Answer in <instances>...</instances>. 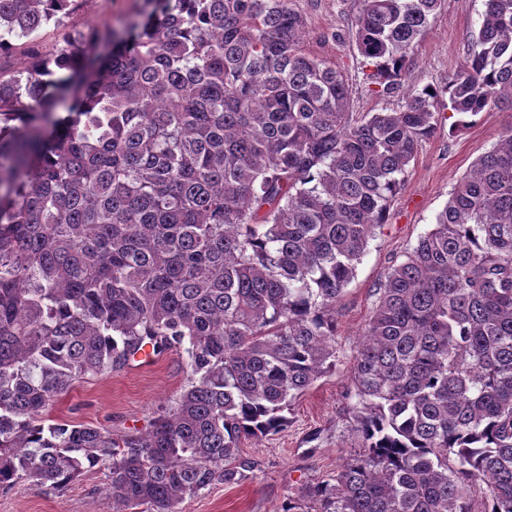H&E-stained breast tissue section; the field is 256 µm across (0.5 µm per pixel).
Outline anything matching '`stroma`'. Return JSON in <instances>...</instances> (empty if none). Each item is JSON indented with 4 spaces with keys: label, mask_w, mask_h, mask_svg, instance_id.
<instances>
[{
    "label": "stroma",
    "mask_w": 512,
    "mask_h": 512,
    "mask_svg": "<svg viewBox=\"0 0 512 512\" xmlns=\"http://www.w3.org/2000/svg\"><path fill=\"white\" fill-rule=\"evenodd\" d=\"M292 4L307 19L306 49L348 77L356 112L395 108L409 86H447L478 34L483 9L482 0H445L416 44L403 88L376 96L368 90L367 76L373 68L364 64L349 36L354 0H292ZM143 7V0H72L65 24L82 31L118 29L137 18ZM450 125V120H443L422 142L404 190L391 206L384 227L369 241L339 303L335 368L296 401L284 430L258 441H243V456L259 463L253 477L233 486L216 484L186 497L180 512H283L289 498L306 485L331 479L357 448L344 410L352 356L377 299L376 290L390 268L404 260L434 223L457 180L512 125V111L479 113L456 131ZM186 359V353L172 351L152 365L135 361L77 383L46 420L88 423L115 435L146 431L157 413L187 385ZM104 481L103 471L97 469L84 472L61 492L40 490L23 481L0 491V512H113Z\"/></svg>",
    "instance_id": "obj_1"
}]
</instances>
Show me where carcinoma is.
Here are the masks:
<instances>
[{"instance_id": "cac0c4a2", "label": "carcinoma", "mask_w": 512, "mask_h": 512, "mask_svg": "<svg viewBox=\"0 0 512 512\" xmlns=\"http://www.w3.org/2000/svg\"><path fill=\"white\" fill-rule=\"evenodd\" d=\"M352 35L393 93L443 0H357ZM441 90L356 114L291 0H147L0 73V491L105 471L114 512H180L336 365V313L441 112L512 110V0H483ZM70 0H0V55ZM185 351L145 432L44 424L88 376ZM359 442L285 512H512V127L378 291L350 367Z\"/></svg>"}]
</instances>
